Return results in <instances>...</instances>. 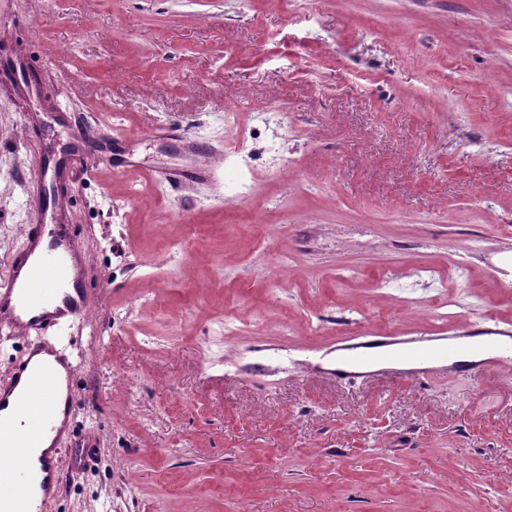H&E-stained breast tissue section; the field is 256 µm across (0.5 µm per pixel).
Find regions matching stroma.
Listing matches in <instances>:
<instances>
[{
    "mask_svg": "<svg viewBox=\"0 0 512 512\" xmlns=\"http://www.w3.org/2000/svg\"><path fill=\"white\" fill-rule=\"evenodd\" d=\"M8 70L0 275L42 178L85 252L98 463L48 512H512V368L336 379L365 331L512 324V0H0Z\"/></svg>",
    "mask_w": 512,
    "mask_h": 512,
    "instance_id": "stroma-1",
    "label": "stroma"
}]
</instances>
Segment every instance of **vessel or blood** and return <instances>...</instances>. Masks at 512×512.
I'll return each mask as SVG.
<instances>
[{
    "label": "vessel or blood",
    "instance_id": "vessel-or-blood-1",
    "mask_svg": "<svg viewBox=\"0 0 512 512\" xmlns=\"http://www.w3.org/2000/svg\"><path fill=\"white\" fill-rule=\"evenodd\" d=\"M32 203L43 221L30 227L26 249L0 277V335L26 340L20 362L0 379V455L7 458L0 465V512H45L65 475L82 466L77 449L64 445L76 393L61 389L59 375L76 368L61 333L89 314L83 256L41 194ZM344 351L357 365L374 357L389 365L446 359L474 376L512 366V328L482 318L447 337L369 334Z\"/></svg>",
    "mask_w": 512,
    "mask_h": 512
}]
</instances>
